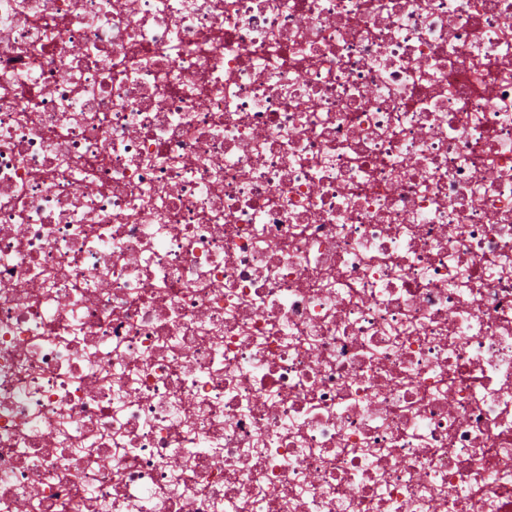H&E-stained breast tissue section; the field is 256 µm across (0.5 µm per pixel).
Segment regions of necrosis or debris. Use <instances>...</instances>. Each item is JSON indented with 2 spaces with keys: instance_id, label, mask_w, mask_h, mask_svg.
Masks as SVG:
<instances>
[{
  "instance_id": "necrosis-or-debris-1",
  "label": "necrosis or debris",
  "mask_w": 512,
  "mask_h": 512,
  "mask_svg": "<svg viewBox=\"0 0 512 512\" xmlns=\"http://www.w3.org/2000/svg\"><path fill=\"white\" fill-rule=\"evenodd\" d=\"M512 512V0H0V512Z\"/></svg>"
}]
</instances>
